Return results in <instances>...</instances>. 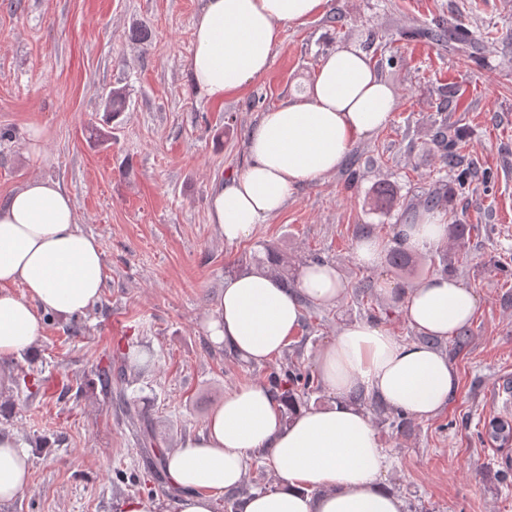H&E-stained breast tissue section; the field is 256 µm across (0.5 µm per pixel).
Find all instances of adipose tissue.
<instances>
[{
	"label": "adipose tissue",
	"instance_id": "ef3b65f1",
	"mask_svg": "<svg viewBox=\"0 0 512 512\" xmlns=\"http://www.w3.org/2000/svg\"><path fill=\"white\" fill-rule=\"evenodd\" d=\"M327 0H206L194 23L189 62L193 88L223 101L264 74L284 26L322 14ZM395 107L390 88L362 51L341 46L319 64L308 96L280 102L251 128L250 164L213 187L209 216L226 241L249 238L256 224L279 213L296 192L336 172L352 145L377 132ZM406 246L426 252L447 236L445 222L425 213L402 225ZM104 253L80 226L71 197L54 181L28 180L0 199V361L33 353L44 315L85 314L100 300ZM22 285L23 294L13 291ZM345 292L334 267H304L296 288L251 272L224 280L207 321L214 345L261 364L280 354L301 325L304 303L332 305ZM406 322L419 334L445 339L468 324L477 295L456 279L428 278L408 292ZM320 377L333 399L282 420L266 384L240 385L166 458L181 489L175 512H215L250 464L265 459L278 484L240 498L237 512H406L385 483L388 454L355 393L416 418L443 411L458 388L447 356L394 336L383 324L356 321L318 355ZM28 453L0 434V504L30 482Z\"/></svg>",
	"mask_w": 512,
	"mask_h": 512
}]
</instances>
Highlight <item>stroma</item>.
<instances>
[{"mask_svg":"<svg viewBox=\"0 0 512 512\" xmlns=\"http://www.w3.org/2000/svg\"><path fill=\"white\" fill-rule=\"evenodd\" d=\"M204 0H0V197L41 176L70 194L83 229L104 251L100 303L67 319L45 316L33 354L0 363V390L37 370L46 400L17 394L0 404V433L31 461L28 487L0 512H123L153 495L174 512L176 492H158L136 440L152 422L162 453L203 429L226 391L267 382L272 366H316L338 331L366 319L353 289L363 278L415 288L441 275L419 254L414 272L356 258L361 225L390 245L395 225L424 212L442 177L432 134L440 96L449 127L470 137L458 151L468 192L449 187L457 216L478 225L465 246L447 237L450 275L478 294L469 347L454 356L458 390L437 415L410 418L406 433L377 425L386 474L406 505L431 512H512V487L497 472L500 451L484 442L485 419H512V0H327L324 13L283 27L267 72L224 102L189 85L195 19ZM444 19L476 38L456 52L409 37ZM375 34L395 108L359 139L336 173L300 189L247 240L226 242L208 218L213 186L248 163L246 141L263 112L304 94L322 58L362 48ZM127 91L111 116L108 93ZM40 131L44 156L28 152ZM272 243L296 266L321 256L346 287L336 305L305 308L272 361L249 364L213 345L207 319L224 292V268L249 264ZM150 347L156 365L127 375L134 414L111 399L100 370L129 344Z\"/></svg>","mask_w":512,"mask_h":512,"instance_id":"35a3bbf8","label":"stroma"}]
</instances>
